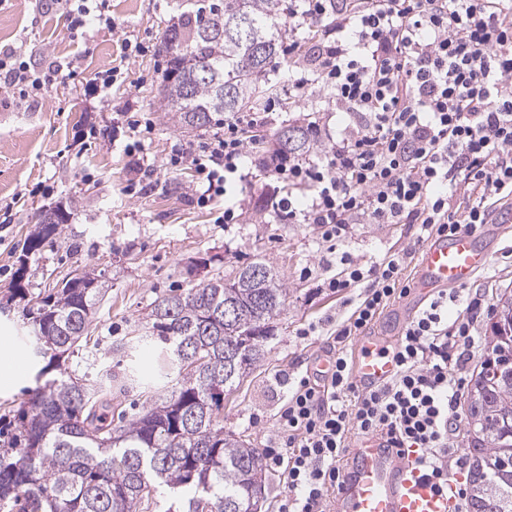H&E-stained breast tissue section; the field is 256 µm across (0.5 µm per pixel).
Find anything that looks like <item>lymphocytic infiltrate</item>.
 Segmentation results:
<instances>
[{
  "mask_svg": "<svg viewBox=\"0 0 512 512\" xmlns=\"http://www.w3.org/2000/svg\"><path fill=\"white\" fill-rule=\"evenodd\" d=\"M288 15L282 53L302 71L289 80V97L324 96L354 122L317 157L266 152V203L281 220L316 226L345 267L327 288H357L361 297L329 347V378L289 383L265 448L271 463L287 466L278 512H326L349 439L379 434L390 447L421 449L417 464L431 486L451 494L454 512H467V487L450 479L467 465L456 432L490 297L440 294L405 325L393 378L364 389L346 344L406 293L403 259L393 253L366 266L343 245L359 222L413 224L422 242L479 232L492 206L512 197V0H288ZM305 28L321 33L306 47ZM76 65L49 57L37 70L22 49H0V88L33 97ZM255 123L249 112L225 114L221 133L171 155L170 168L194 169L198 206L241 179ZM296 189L308 193L304 207ZM457 300L464 308L449 317Z\"/></svg>",
  "mask_w": 512,
  "mask_h": 512,
  "instance_id": "f902f5d3",
  "label": "lymphocytic infiltrate"
}]
</instances>
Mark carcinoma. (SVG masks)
<instances>
[{
  "label": "carcinoma",
  "mask_w": 512,
  "mask_h": 512,
  "mask_svg": "<svg viewBox=\"0 0 512 512\" xmlns=\"http://www.w3.org/2000/svg\"><path fill=\"white\" fill-rule=\"evenodd\" d=\"M284 0H218L181 12L162 37L169 57L161 82L162 111L188 129H206L226 112L264 109L288 26ZM311 132L286 126L274 149L306 154ZM62 218L30 236L7 301L24 303L34 355L48 359L13 429L0 428V512H152L155 493L173 498L166 512H250L265 495L258 449L224 430V393L265 357L288 288L263 262L232 278L216 276L150 304L152 334L177 369L167 396L112 424L103 384L66 366L90 334L103 284L89 280L32 296L22 280L28 254L58 233ZM261 278H253L255 272ZM512 295L501 296L486 336L488 354L466 419L476 444L469 478L472 512H512Z\"/></svg>",
  "instance_id": "carcinoma-1"
}]
</instances>
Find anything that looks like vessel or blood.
<instances>
[{"instance_id":"1","label":"vessel or blood","mask_w":512,"mask_h":512,"mask_svg":"<svg viewBox=\"0 0 512 512\" xmlns=\"http://www.w3.org/2000/svg\"><path fill=\"white\" fill-rule=\"evenodd\" d=\"M489 262L478 234L460 232L425 244L414 283L415 307L400 304L397 315L409 321L427 308L436 291L470 282ZM396 371L387 337L368 336L354 350L352 372L366 389L385 384ZM419 449L390 448L379 437L357 440L345 456L342 480L333 499L335 512H451L453 501L436 494L416 464Z\"/></svg>"}]
</instances>
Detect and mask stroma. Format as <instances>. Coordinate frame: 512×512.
<instances>
[{
  "mask_svg": "<svg viewBox=\"0 0 512 512\" xmlns=\"http://www.w3.org/2000/svg\"><path fill=\"white\" fill-rule=\"evenodd\" d=\"M182 0H109L115 27L90 20L85 33H72L60 13L44 12L39 0H0V47H22L32 64L53 54L78 58L64 74L31 101L0 91V204L13 203L9 223H0V299L12 286L23 244L35 230L39 207H66L70 219L53 245L30 255L25 286L31 294L54 287L75 268L104 274L110 286L96 308L88 349L113 372L125 364L111 355L117 340L138 341L137 362L146 383L113 391L114 413L129 415L149 407L176 371L161 348L143 342L151 302L215 276L261 260L272 266L288 289L286 309L268 341L263 361L224 395V427L264 448L276 434L278 411L289 375L305 373L325 354L332 334L353 311L357 291L338 295L324 288L334 275L326 245L309 224L278 220L265 205L266 180L252 162L247 180L233 201L244 205L241 223L217 219L223 202L198 208L188 197L190 170L172 172L165 164L173 147L187 148L198 131L181 127L160 110L159 88L166 68L160 40L178 15ZM141 44L144 55L122 58L121 43ZM120 68L121 78L105 92L90 82L101 71ZM288 62L279 59L271 73L281 91L274 111H259L253 131L270 135L285 125H317L339 137L349 115L332 111L326 99H289ZM152 119L154 131L131 147L127 120ZM482 233L490 251L488 266L470 289L512 293V203L492 211ZM364 260L405 254L403 277L414 281L422 245L408 224H356L345 245ZM0 336L13 337L28 352L24 373L0 368V418L12 419L28 404L37 386L40 362L23 329L20 310L0 315Z\"/></svg>",
  "mask_w": 512,
  "mask_h": 512,
  "instance_id": "stroma-1",
  "label": "stroma"
}]
</instances>
